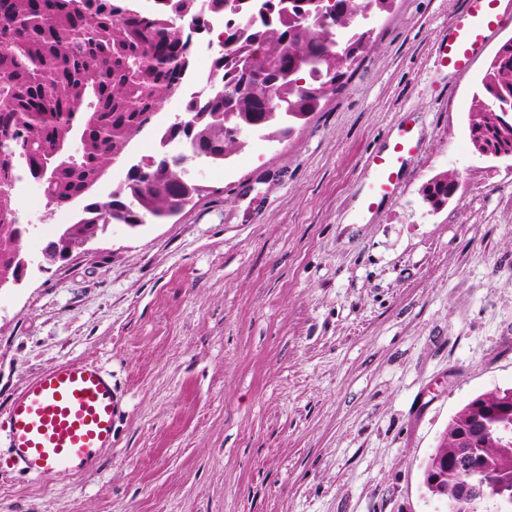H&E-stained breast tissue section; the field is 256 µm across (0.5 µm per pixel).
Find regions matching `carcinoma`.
I'll list each match as a JSON object with an SVG mask.
<instances>
[{
	"label": "carcinoma",
	"mask_w": 512,
	"mask_h": 512,
	"mask_svg": "<svg viewBox=\"0 0 512 512\" xmlns=\"http://www.w3.org/2000/svg\"><path fill=\"white\" fill-rule=\"evenodd\" d=\"M128 0H0V95L14 100V111L0 112V129H15L29 174L54 165L43 183L46 204L76 207L77 215L46 243L43 261L52 264L80 248L110 224L140 225L183 210L200 188L183 177L184 165L168 154L129 167L126 180L99 197L96 185L146 129L165 140H180L189 153L221 164L240 143L228 135L234 126L264 131L279 123L285 137L292 123L315 111L319 101L345 77V63L315 52L298 28L300 11L321 7L336 13L345 30L359 16L384 9L392 0H246L239 13L248 35L225 24L233 51L214 60L223 89L192 100L181 121L164 123L158 108L189 72L193 54L184 30L170 25L181 0H162L155 13L127 8ZM290 97L288 111H274L275 99ZM481 98L496 112L512 114V67L490 62L481 79ZM448 175L426 188L433 205L448 200ZM12 194H0V281L13 285L29 261L21 250L30 225L12 221ZM493 409L487 422L498 430L488 439L470 431L477 407ZM475 456L495 480L494 489L512 494V388L481 394L451 417L424 480L439 478L436 496L453 505L465 492L467 476L449 464Z\"/></svg>",
	"instance_id": "obj_1"
}]
</instances>
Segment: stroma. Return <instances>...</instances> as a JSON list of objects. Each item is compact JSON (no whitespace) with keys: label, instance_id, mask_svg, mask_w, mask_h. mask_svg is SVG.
<instances>
[{"label":"stroma","instance_id":"stroma-1","mask_svg":"<svg viewBox=\"0 0 512 512\" xmlns=\"http://www.w3.org/2000/svg\"><path fill=\"white\" fill-rule=\"evenodd\" d=\"M467 0H393L291 135H252L163 222L115 224L43 267L69 210L36 199L31 261L0 289V421L35 376L103 366L124 393L89 471L32 482L0 458V512H441L423 470L450 418L512 387V160L469 116L512 24L463 74L438 44ZM393 196L361 198L402 120ZM459 174L439 207L423 188Z\"/></svg>","mask_w":512,"mask_h":512}]
</instances>
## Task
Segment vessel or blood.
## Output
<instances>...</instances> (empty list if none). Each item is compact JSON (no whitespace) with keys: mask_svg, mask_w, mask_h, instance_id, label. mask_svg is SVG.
Segmentation results:
<instances>
[{"mask_svg":"<svg viewBox=\"0 0 512 512\" xmlns=\"http://www.w3.org/2000/svg\"><path fill=\"white\" fill-rule=\"evenodd\" d=\"M490 6V0H469L466 14L441 40L442 63L458 72L469 70L499 24L498 16L489 15ZM414 147L405 130L386 153L369 158L377 178L365 195V210L392 193ZM121 413L111 374L94 363L70 362L38 374L17 393L1 437L14 466L27 478L70 476L95 464L111 447L113 422Z\"/></svg>","mask_w":512,"mask_h":512,"instance_id":"obj_1","label":"vessel or blood"}]
</instances>
